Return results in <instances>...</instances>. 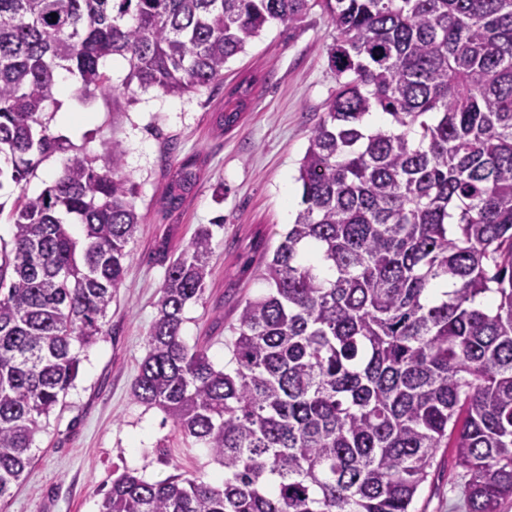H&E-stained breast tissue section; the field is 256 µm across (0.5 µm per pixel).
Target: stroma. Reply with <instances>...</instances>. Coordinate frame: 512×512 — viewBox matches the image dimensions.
<instances>
[{"label":"stroma","mask_w":512,"mask_h":512,"mask_svg":"<svg viewBox=\"0 0 512 512\" xmlns=\"http://www.w3.org/2000/svg\"><path fill=\"white\" fill-rule=\"evenodd\" d=\"M336 31L320 9L287 25L271 22L228 60L222 82L183 97L126 87L127 65L103 64L109 93L83 96L77 76L64 74L70 95L46 103L49 132L61 147L30 176L25 188L38 195L67 158L82 152L102 158L111 140L122 142L124 171L137 187L143 217L124 282L106 317V333L80 350L79 374L63 404L50 414L36 442L35 461L10 490L0 512H98L113 479L126 471L154 482L193 472L221 481L223 468L206 449L185 441L170 419L132 394L145 339L155 321L159 289L170 259L199 225H213L211 274L202 296L184 311L182 336L206 346L216 367L230 359L229 344L242 305L265 294L255 276L287 231L284 193L301 210L297 180L310 129L336 88L327 49ZM254 79L251 101L229 132L216 125L228 91ZM84 112L77 129L63 125V111ZM200 154L204 165L195 191L177 212L162 210L174 157ZM462 471L449 450H439L424 485L419 512H452L461 497Z\"/></svg>","instance_id":"35a3bbf8"}]
</instances>
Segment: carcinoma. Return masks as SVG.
I'll list each match as a JSON object with an SVG mask.
<instances>
[{"label": "carcinoma", "mask_w": 512, "mask_h": 512, "mask_svg": "<svg viewBox=\"0 0 512 512\" xmlns=\"http://www.w3.org/2000/svg\"><path fill=\"white\" fill-rule=\"evenodd\" d=\"M316 6L336 29V91L300 162L304 208L259 270L269 291L239 312L234 367L182 339L211 273L201 225L166 269L133 389L224 479L125 472L99 512H417L441 448L465 512L512 500V0H0V188L59 149L43 120L56 69L107 92L118 56L126 86L189 95ZM250 95L226 99L224 129ZM374 112L390 128L370 129ZM124 155L118 141L101 167L74 155L9 213L0 499L74 385L75 347L104 335L142 223ZM198 180L194 156L175 161L169 208Z\"/></svg>", "instance_id": "1"}]
</instances>
